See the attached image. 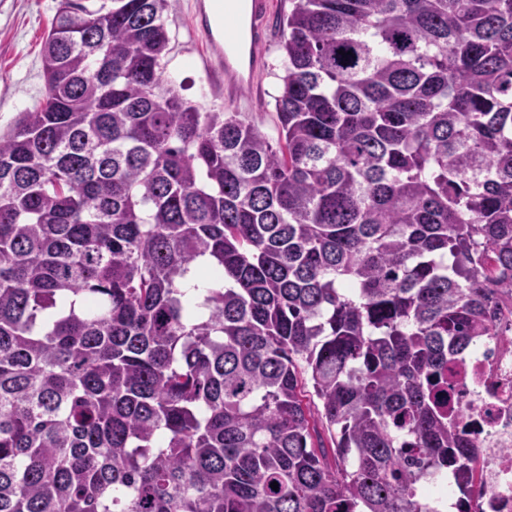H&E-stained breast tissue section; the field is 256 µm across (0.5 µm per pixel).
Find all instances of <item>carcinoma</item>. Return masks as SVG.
<instances>
[{
    "mask_svg": "<svg viewBox=\"0 0 512 512\" xmlns=\"http://www.w3.org/2000/svg\"><path fill=\"white\" fill-rule=\"evenodd\" d=\"M289 4L274 139L165 86L168 0H58L0 137V512L476 483L448 364L512 313V0Z\"/></svg>",
    "mask_w": 512,
    "mask_h": 512,
    "instance_id": "carcinoma-1",
    "label": "carcinoma"
}]
</instances>
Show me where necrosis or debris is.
Returning <instances> with one entry per match:
<instances>
[{"instance_id": "necrosis-or-debris-1", "label": "necrosis or debris", "mask_w": 512, "mask_h": 512, "mask_svg": "<svg viewBox=\"0 0 512 512\" xmlns=\"http://www.w3.org/2000/svg\"><path fill=\"white\" fill-rule=\"evenodd\" d=\"M452 403L466 436L483 448V483L465 512H512V340L474 337L451 366Z\"/></svg>"}]
</instances>
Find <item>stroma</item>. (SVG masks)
I'll return each mask as SVG.
<instances>
[{"label":"stroma","mask_w":512,"mask_h":512,"mask_svg":"<svg viewBox=\"0 0 512 512\" xmlns=\"http://www.w3.org/2000/svg\"><path fill=\"white\" fill-rule=\"evenodd\" d=\"M57 0H0V136L13 128L20 112L44 97L42 47L51 28ZM193 0H169L163 19L170 36L169 63L164 78L187 100L204 109L236 111L266 133L276 125V77L281 53L280 18L288 0H274L268 18L267 64L259 75L261 96L244 90L238 103L225 102L224 91L211 69L201 31L192 20Z\"/></svg>","instance_id":"obj_1"}]
</instances>
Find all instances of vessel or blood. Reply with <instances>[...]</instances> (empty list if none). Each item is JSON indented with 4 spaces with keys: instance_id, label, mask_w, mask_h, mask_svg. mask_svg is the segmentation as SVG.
<instances>
[{
    "instance_id": "b4317fda",
    "label": "vessel or blood",
    "mask_w": 512,
    "mask_h": 512,
    "mask_svg": "<svg viewBox=\"0 0 512 512\" xmlns=\"http://www.w3.org/2000/svg\"><path fill=\"white\" fill-rule=\"evenodd\" d=\"M272 6L273 0H196L195 24L206 38L212 66L224 79L225 100L255 86Z\"/></svg>"
}]
</instances>
